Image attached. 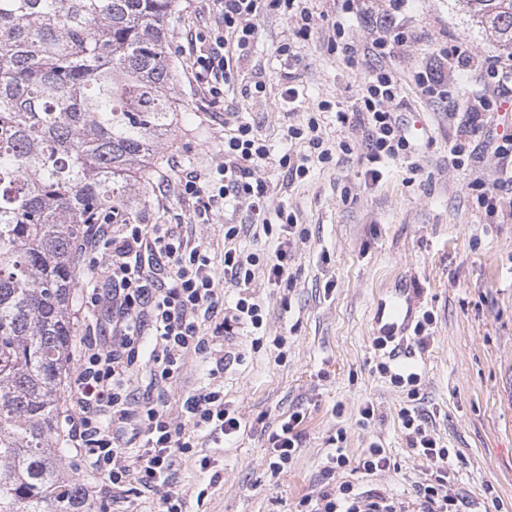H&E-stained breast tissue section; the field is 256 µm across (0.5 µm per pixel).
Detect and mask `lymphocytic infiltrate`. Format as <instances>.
Here are the masks:
<instances>
[{
    "label": "lymphocytic infiltrate",
    "mask_w": 512,
    "mask_h": 512,
    "mask_svg": "<svg viewBox=\"0 0 512 512\" xmlns=\"http://www.w3.org/2000/svg\"><path fill=\"white\" fill-rule=\"evenodd\" d=\"M309 0H213L221 26L212 41L200 46L192 67L207 86L212 99L224 96L235 82L238 63L247 56L264 11H278L300 19L297 36L309 39L313 13ZM406 0H387L376 10L373 0H340V17L332 23L330 52L347 67L358 65L361 56L377 61L365 77L352 111L337 110L340 125L355 123L364 133L366 178L378 181L381 166L415 157L405 129L396 117L403 100L402 85L391 64L397 50L412 37L399 15ZM363 18L372 27L368 46L350 42L346 15ZM473 72L479 90L468 93L453 83L451 72ZM413 81L421 95L448 106L449 115L465 108L467 119L449 150L454 166L471 152V135L486 130L484 147L500 162V189L512 188V134L488 128L487 116L512 103V57L476 55L468 44L452 37L435 43L431 60L416 72ZM287 137L304 145L303 152L282 155L278 163L291 179L305 178L312 163H326L333 150L349 152L347 142L329 146L316 116L305 124L288 126ZM269 147L254 136L249 124L239 123L224 140V163L208 175L185 173L178 181V194L199 216L212 212L221 200L244 208L252 227L276 238L272 253L259 256L231 247L224 253V274L216 276L207 250L185 238L171 224H102L93 237L95 254L90 261L86 303L100 310L112 327L102 342H85L70 383L71 413L67 414V437L84 449L92 469L104 474L113 489L123 494L152 493L158 497V512H186L185 498L176 481L175 465L198 445V434L208 431L224 439L242 430V418L227 407L218 384L208 382L179 396L175 403L165 397L141 400L131 381L140 371L151 380L180 378L185 359L194 355L210 365L212 376L224 370L225 332L248 328L253 346H260L264 330L263 310L248 290L256 267H263L268 282L291 280L288 262L297 233L294 215L270 211L267 185L259 175L267 164ZM238 288L234 303L224 301L225 286ZM400 419L409 443L427 466L415 488L416 512H462V499L450 469L451 454L432 434L418 408H405ZM303 417L292 413L268 435L271 477H278L302 443L298 426ZM300 512H406L400 502L383 493L355 492L348 484L323 489L301 498Z\"/></svg>",
    "instance_id": "f902f5d3"
}]
</instances>
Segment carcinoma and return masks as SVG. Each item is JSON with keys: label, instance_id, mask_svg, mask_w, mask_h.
<instances>
[{"label": "carcinoma", "instance_id": "1", "mask_svg": "<svg viewBox=\"0 0 512 512\" xmlns=\"http://www.w3.org/2000/svg\"><path fill=\"white\" fill-rule=\"evenodd\" d=\"M512 55V0H460ZM177 0H0V512H95L58 417L81 241L135 217L176 123Z\"/></svg>", "mask_w": 512, "mask_h": 512}]
</instances>
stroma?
<instances>
[{"label":"stroma","mask_w":512,"mask_h":512,"mask_svg":"<svg viewBox=\"0 0 512 512\" xmlns=\"http://www.w3.org/2000/svg\"><path fill=\"white\" fill-rule=\"evenodd\" d=\"M337 7V0L313 4V35L301 42L293 68L299 89L293 109L283 98L275 50L293 39L296 20L260 15L257 38L219 104L205 94L189 55L192 38L217 26L211 0H178L167 25L175 67L170 94L179 120L156 149L159 162L149 183L133 193L140 220L194 224L195 241L208 248L216 272H223L224 227L246 223L245 210L219 205L209 223H194L176 182L182 171L202 174L223 164L224 123L232 117L249 123L271 148L274 162L260 171L270 183L269 209L285 208L304 232L292 248V283L275 285L263 273L255 275L251 291L266 326L261 348H252L241 330L227 339L231 356L219 382L225 402L248 427L229 446L222 436L203 437L197 456L210 458L209 470H200L197 457L178 461L186 510L296 512L304 495L344 482L411 504L426 465L410 448L398 417L412 403L407 388L394 386L377 368L384 355L374 344L372 324L377 301L408 288L416 317H432L423 335L407 331L400 345V365L420 378L415 403L435 437L455 449V483L476 512H512V196L502 195L496 222L486 220L471 183L479 178L494 185L496 159L481 153L452 166L448 151L458 126L449 121L446 105L421 97L412 82L425 62L423 45L446 33L479 55L498 53V41L472 21L460 0H410L404 20L413 39L400 48L393 67L404 88L402 118L423 120L429 135L417 141V163L386 165L374 183L364 177L361 130L340 126L320 109L325 101L350 109L376 64L366 57L350 68L328 52L329 19ZM259 77L266 88L257 94ZM312 113L331 144L346 141L352 150L334 152L330 163L314 164L307 177L292 182L277 159L300 151V143L287 139V128ZM277 337L285 340L280 360L273 346ZM368 403L375 409L370 420L360 415ZM295 411L305 416L302 445L284 473L271 477L263 431ZM374 441L393 468L368 475L352 460ZM338 447L351 463L325 477L327 457ZM65 468L88 483L99 512L156 510L149 494L113 501L83 449L69 450Z\"/></svg>","instance_id":"stroma-1"}]
</instances>
